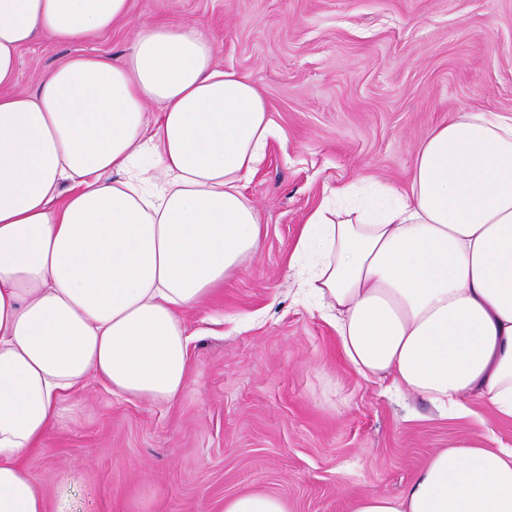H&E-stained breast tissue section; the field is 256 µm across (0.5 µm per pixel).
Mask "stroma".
Returning a JSON list of instances; mask_svg holds the SVG:
<instances>
[{"instance_id": "obj_1", "label": "stroma", "mask_w": 512, "mask_h": 512, "mask_svg": "<svg viewBox=\"0 0 512 512\" xmlns=\"http://www.w3.org/2000/svg\"><path fill=\"white\" fill-rule=\"evenodd\" d=\"M132 21L197 26L217 65L265 99L277 135L246 183L258 252L186 311V383L169 403L111 395L97 379L73 422L23 462L48 512H224L245 492L288 512H345L401 494L460 436L512 447V419L475 399L445 418L341 356L336 330L295 296L296 242L324 190L407 185L427 133L459 110L512 117V0H130ZM128 27L19 53L17 87L73 56L120 60Z\"/></svg>"}]
</instances>
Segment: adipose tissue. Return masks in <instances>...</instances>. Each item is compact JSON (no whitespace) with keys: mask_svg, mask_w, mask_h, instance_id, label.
Returning <instances> with one entry per match:
<instances>
[{"mask_svg":"<svg viewBox=\"0 0 512 512\" xmlns=\"http://www.w3.org/2000/svg\"><path fill=\"white\" fill-rule=\"evenodd\" d=\"M128 18L129 0H0V512H46L22 458L73 418L88 379L176 398L182 312L260 247L243 188L272 122L196 26L134 23L122 60L76 55L17 89L22 46ZM333 194L293 258L343 358L443 414L474 397L512 418V121L458 113L426 136L406 187ZM347 512H512V448L460 439L400 495Z\"/></svg>","mask_w":512,"mask_h":512,"instance_id":"1","label":"adipose tissue"}]
</instances>
